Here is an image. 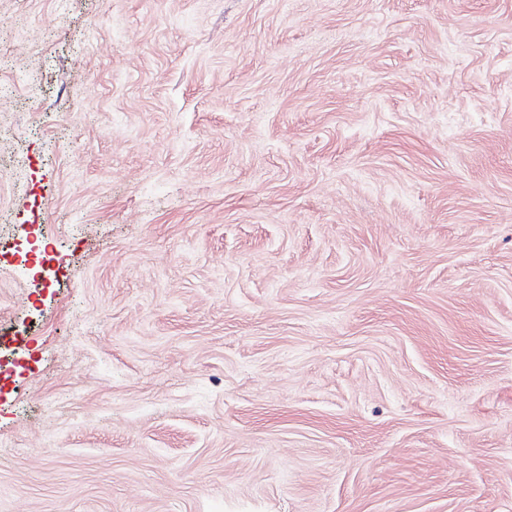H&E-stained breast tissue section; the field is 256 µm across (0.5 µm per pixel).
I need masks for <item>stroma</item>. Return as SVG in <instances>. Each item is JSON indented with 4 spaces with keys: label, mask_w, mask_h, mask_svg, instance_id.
<instances>
[{
    "label": "stroma",
    "mask_w": 512,
    "mask_h": 512,
    "mask_svg": "<svg viewBox=\"0 0 512 512\" xmlns=\"http://www.w3.org/2000/svg\"><path fill=\"white\" fill-rule=\"evenodd\" d=\"M0 512H512V0H0Z\"/></svg>",
    "instance_id": "35a3bbf8"
}]
</instances>
